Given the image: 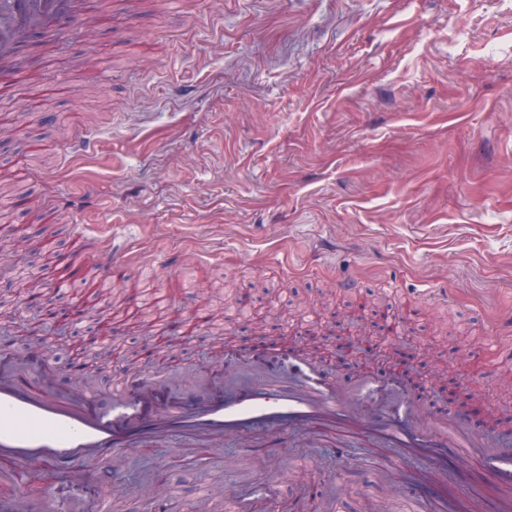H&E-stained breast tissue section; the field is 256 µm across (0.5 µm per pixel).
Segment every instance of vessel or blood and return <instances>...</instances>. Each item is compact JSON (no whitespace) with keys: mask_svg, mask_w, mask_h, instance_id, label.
<instances>
[{"mask_svg":"<svg viewBox=\"0 0 512 512\" xmlns=\"http://www.w3.org/2000/svg\"><path fill=\"white\" fill-rule=\"evenodd\" d=\"M69 7L70 0H0V58H12L27 32L53 26ZM294 361L293 371L276 375L258 361L228 359L223 386L201 378L178 394L143 375L133 388L121 385L105 397L83 387L61 389L48 351L0 354V455L68 473L92 464L114 479L122 468L117 449L149 434L223 437L246 425L308 431L333 424L408 450L416 462L412 478L389 486L390 494L414 491L420 482L447 485L449 466L463 471L479 463L486 512H512V446L473 431L465 417L429 413L403 379H395L392 398L371 406L367 397L380 389L372 372L342 382L302 355ZM46 500L22 487L7 510L38 512Z\"/></svg>","mask_w":512,"mask_h":512,"instance_id":"vessel-or-blood-1","label":"vessel or blood"}]
</instances>
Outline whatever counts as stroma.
Wrapping results in <instances>:
<instances>
[{"mask_svg": "<svg viewBox=\"0 0 512 512\" xmlns=\"http://www.w3.org/2000/svg\"><path fill=\"white\" fill-rule=\"evenodd\" d=\"M19 57L33 90L0 94V170L25 188L12 220L41 253L101 265L128 254L172 270L154 284L174 310L219 312L223 337H191L153 355L139 330L109 365L80 357L89 322L52 356L62 386L82 362L100 392L139 363L178 391L221 380L218 356L312 360L347 380L406 368L431 413L468 410L512 435V360H485L476 383L461 352L512 321V0H86ZM353 276L347 293L336 279ZM249 292L262 318L237 315L217 284ZM447 301L407 315L402 336L351 356L337 335L383 322L408 295ZM41 316L0 317V350L32 354ZM348 456H340L341 444ZM259 466L242 481L224 460ZM124 478L70 480L15 471L43 488L47 512H415L387 486L404 462L365 435L252 430L146 442L122 452Z\"/></svg>", "mask_w": 512, "mask_h": 512, "instance_id": "1", "label": "stroma"}]
</instances>
